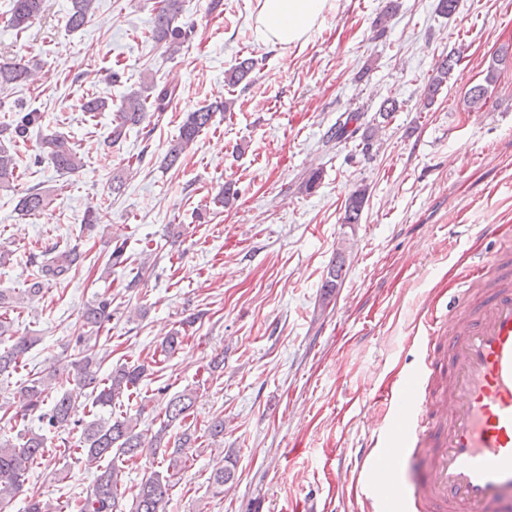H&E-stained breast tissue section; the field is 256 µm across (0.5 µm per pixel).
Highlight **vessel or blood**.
<instances>
[{
    "label": "vessel or blood",
    "instance_id": "b4317fda",
    "mask_svg": "<svg viewBox=\"0 0 512 512\" xmlns=\"http://www.w3.org/2000/svg\"><path fill=\"white\" fill-rule=\"evenodd\" d=\"M448 319L425 322L424 365L441 376L433 393L418 379L400 387V414L358 448L373 512H512V251L467 271ZM424 450L425 479L407 491L405 449Z\"/></svg>",
    "mask_w": 512,
    "mask_h": 512
}]
</instances>
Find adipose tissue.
<instances>
[{
    "instance_id": "adipose-tissue-1",
    "label": "adipose tissue",
    "mask_w": 512,
    "mask_h": 512,
    "mask_svg": "<svg viewBox=\"0 0 512 512\" xmlns=\"http://www.w3.org/2000/svg\"><path fill=\"white\" fill-rule=\"evenodd\" d=\"M263 38L282 45L305 41L332 0H258Z\"/></svg>"
}]
</instances>
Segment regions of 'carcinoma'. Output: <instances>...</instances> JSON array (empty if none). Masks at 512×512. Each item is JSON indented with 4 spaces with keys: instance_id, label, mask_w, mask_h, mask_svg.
Segmentation results:
<instances>
[{
    "instance_id": "1",
    "label": "carcinoma",
    "mask_w": 512,
    "mask_h": 512,
    "mask_svg": "<svg viewBox=\"0 0 512 512\" xmlns=\"http://www.w3.org/2000/svg\"><path fill=\"white\" fill-rule=\"evenodd\" d=\"M95 0H70L67 25L77 31L88 24L92 17ZM44 8V0H11L7 26L18 32L30 28L39 20ZM181 0H163L154 20L152 37L161 44L169 54L177 53L184 43L191 40L194 26L181 19ZM460 57L456 53L443 56L440 66L428 83L423 98V108L434 102L438 90L448 82V75L458 65ZM258 64L255 58L238 59L225 72V81L237 86L245 81ZM32 66L23 59H10L0 62V94L26 84L33 80ZM496 80V69L490 68L484 83L472 86L466 92V102L472 112H479L486 105L489 86ZM149 93L139 92L127 94L121 101L112 120V129L108 136V144L114 145L125 135L126 128L137 126L146 120L151 112H163L176 96V87L164 83L151 84ZM232 102L200 107L186 114L176 140L170 143L164 156V165L168 168L179 163L187 150L194 144L199 133L208 127L213 115L217 112L231 110ZM112 109V104L103 97L88 96L81 103V110L90 116L98 112ZM364 113L359 111L345 112L329 128L325 143H348L361 138V152L369 154L376 128L363 127ZM42 121L39 112H20L8 124H0V188L10 187L16 179V159L9 144L26 136L29 129ZM43 156L38 161H47L52 167L63 174H72L83 167L82 158L67 137L59 134L46 136L43 141ZM368 187L358 185L346 199L343 223L359 224L367 203ZM50 204L49 194L41 187L33 188L20 196L17 207L26 215L44 212ZM83 259V253L74 245L66 250L56 252L37 263L38 271L23 295L32 299L39 296L43 289L53 282L64 281L70 277L73 269ZM125 244L115 245L107 255V268H117L127 264ZM343 262L338 261L328 271L322 288L324 297H330L337 288L342 277ZM112 319V298L100 297L88 303L79 316L81 332L76 336V357L69 358L62 368L53 369L47 376H35L27 380L14 394L9 407L15 409L12 419L26 421L35 415L37 420L51 429H62L69 426L75 412V404L67 393L58 394L52 401L49 411H43L45 398L49 395L50 382L60 371L73 377L79 384L90 390L93 404L110 407L126 392L138 385L147 376L144 365H121L112 369L107 378H99V371L107 355L88 343L84 330H100ZM7 336L11 345L0 349V381L10 378L20 360L39 341L36 336H19L13 323L0 318V337ZM196 403L191 393H181L172 397L165 407V419L160 427L151 435L137 430L138 420L130 416H117L107 420H92L82 430L79 440L78 454L85 459L87 465L97 468V475L90 492L74 500L75 512H167L170 500L171 485L168 477L153 472L137 487L132 495L131 505L124 503V495L120 492L121 471L115 467L99 468V462L107 457L138 460L154 457L163 453L168 457V467L177 468L182 462L185 451L195 442L193 434L188 430L175 436L169 435V428L175 423H184ZM47 452L45 435L32 428L22 437L21 443L15 445L10 440H0V512H8V506L23 492L25 474L34 461L43 460ZM234 477V470L221 465L213 470L211 484L218 490Z\"/></svg>"
}]
</instances>
